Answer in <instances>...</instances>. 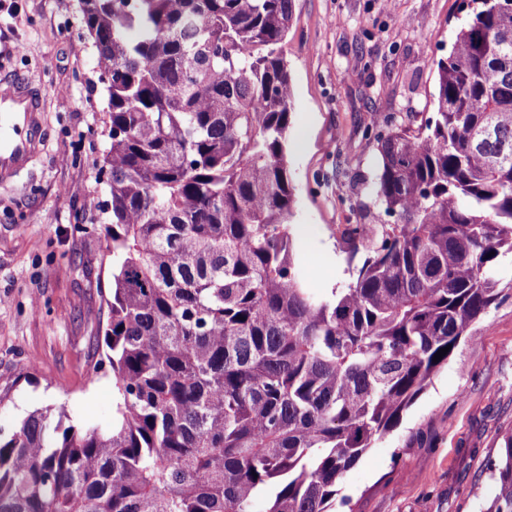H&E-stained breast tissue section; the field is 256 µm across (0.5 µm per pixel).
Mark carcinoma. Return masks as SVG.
<instances>
[{"label":"carcinoma","mask_w":512,"mask_h":512,"mask_svg":"<svg viewBox=\"0 0 512 512\" xmlns=\"http://www.w3.org/2000/svg\"><path fill=\"white\" fill-rule=\"evenodd\" d=\"M293 0H79L102 62L112 426L0 430V512H335L341 483L500 297L512 17L471 0L425 131L377 142L393 223L325 297L293 257L276 46ZM451 349L438 362V350ZM485 512H512V430Z\"/></svg>","instance_id":"carcinoma-1"}]
</instances>
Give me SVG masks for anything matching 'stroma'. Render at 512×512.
<instances>
[{
    "label": "stroma",
    "instance_id": "stroma-1",
    "mask_svg": "<svg viewBox=\"0 0 512 512\" xmlns=\"http://www.w3.org/2000/svg\"><path fill=\"white\" fill-rule=\"evenodd\" d=\"M467 0H293L278 50L293 86L286 154L294 252L318 294L361 264L346 235L370 223L390 126L423 128L439 59ZM77 0H0V80L44 97V141L0 183V428L34 411L111 424L116 395L101 365L112 257L106 251V95ZM501 300L447 365L344 478L339 512H479L488 463L512 429V255Z\"/></svg>",
    "mask_w": 512,
    "mask_h": 512
}]
</instances>
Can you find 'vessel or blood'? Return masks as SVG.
I'll use <instances>...</instances> for the list:
<instances>
[{"label":"vessel or blood","mask_w":512,"mask_h":512,"mask_svg":"<svg viewBox=\"0 0 512 512\" xmlns=\"http://www.w3.org/2000/svg\"><path fill=\"white\" fill-rule=\"evenodd\" d=\"M41 106V95L29 85L0 83V119L8 132L0 135V175L20 168L41 139L34 116Z\"/></svg>","instance_id":"obj_1"}]
</instances>
